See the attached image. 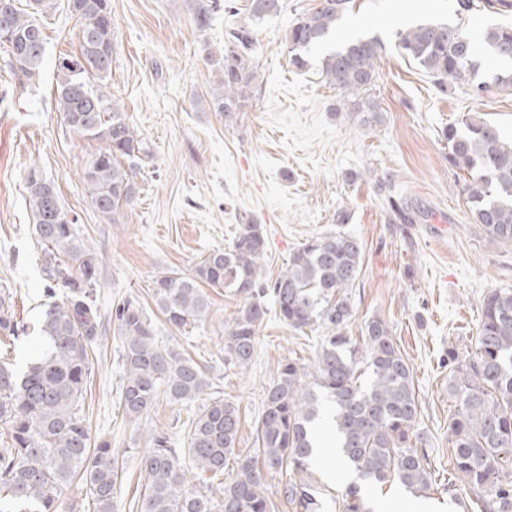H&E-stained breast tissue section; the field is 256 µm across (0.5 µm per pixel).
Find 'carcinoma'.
<instances>
[{
  "instance_id": "1",
  "label": "carcinoma",
  "mask_w": 512,
  "mask_h": 512,
  "mask_svg": "<svg viewBox=\"0 0 512 512\" xmlns=\"http://www.w3.org/2000/svg\"><path fill=\"white\" fill-rule=\"evenodd\" d=\"M71 2L79 19L80 54L58 58L57 111L74 133L102 142V149L85 163L82 180L99 217L115 224L121 208L136 198L132 159L146 149L106 91L112 72L109 0ZM56 3L0 0L8 7L12 32L11 39H0L6 66L26 84L40 77L45 53L33 54L26 44L34 38L45 44L40 18L53 13ZM354 4L318 0L313 11L290 26L294 69L308 67V53L329 42ZM219 6L220 0H191L196 28L206 30ZM279 9L280 0H249L247 21L226 34L222 80L212 103L227 120L249 98L256 27ZM397 38L401 54L440 88L453 83L469 85L478 94L512 91V69L483 73L478 63L481 55L512 63L511 24L482 28L477 42L467 29L439 22L414 25ZM383 51L380 36L361 34L324 53L320 71L325 80L353 96L340 101L336 111L356 114L365 125L381 122L377 104L360 93L372 87ZM95 78L100 84L93 86ZM444 138L449 162L471 174L463 191L473 223L482 225L492 241L512 246V139L475 115L449 126ZM25 184L51 301L42 317L46 348L40 359L24 370L0 361V425L8 430V440L0 443V512H62L63 494L73 483L85 487L93 512H114L123 468L110 442H91L83 409L102 321L97 288L103 257L80 238L77 219H68L53 180L32 164ZM54 209L65 222L52 221ZM266 248L260 225L240 224L230 246L203 255L190 273H159L151 300L170 326L181 329L204 321L210 308L206 289L239 296L243 303L224 330V360L242 370L252 360L269 314L266 295H271L276 315L288 327L302 332L319 322L326 330L315 362L319 391L301 388L302 372L295 361L277 366L256 426L262 466L252 457L237 458L235 473L216 495L187 489V474L198 469L213 479L224 476L240 427L237 404L221 398L206 404L189 421L184 448L175 447L167 432L153 434L152 448L139 459L145 488L138 496V512H275L264 493V469L290 473L282 496L294 512H321L324 490L309 470L324 401L338 453L360 478L380 485L397 482L415 495L431 487L429 453L415 433L413 369L390 327L379 317L369 319L360 344L344 333L353 316L347 290L360 272V241L343 230L307 240L270 287L261 277ZM110 317L122 347L125 379L119 405L127 416H140L161 397L182 402L209 387L206 365L156 341L143 302L119 300ZM20 330V322L0 300V338L10 339ZM359 355L369 370L365 383L356 375ZM448 364V395L458 406L449 424L448 456L489 512H512V475L504 467L512 458V288H496L484 296L475 352L462 358L450 348ZM342 512H372L357 485L342 494Z\"/></svg>"
}]
</instances>
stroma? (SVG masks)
<instances>
[{"instance_id": "obj_1", "label": "stroma", "mask_w": 512, "mask_h": 512, "mask_svg": "<svg viewBox=\"0 0 512 512\" xmlns=\"http://www.w3.org/2000/svg\"><path fill=\"white\" fill-rule=\"evenodd\" d=\"M227 2L232 12L218 13L200 31L190 0H110L107 87L148 148L135 167L136 201L115 224L102 223L81 179L100 141L73 133L56 110V61L79 52V21L68 0H58L57 10L40 20L46 51L38 84H21L0 52V296L23 325L11 359L24 366L43 347L46 280L26 203L30 164L54 180L87 242L102 253L98 298L105 314L115 300L146 299L161 271L190 272L202 254L227 247L237 225L264 228L261 271L269 282L303 242L341 228L363 244L346 333L361 339L369 318L383 319L413 367L417 426L432 466L428 500L438 512H481L448 458L455 408L448 350L474 352L485 294L512 288V247L471 222L465 174L450 164L443 132L468 113L512 137V92L478 96L457 84L439 90L399 55L395 41L399 31L431 21L475 34L491 23H511L512 10L496 13L475 0L477 12L460 15L454 0H356L335 41L376 32L386 43L369 90L381 121L368 126L338 112L341 94L320 72V50L310 52L307 71L289 65L288 28L318 0H282L280 13L256 29L250 98L228 127L212 105L221 78L215 58L224 52L227 30L243 20L248 0ZM385 179L391 185L379 191ZM393 200L406 205L408 220L390 208ZM341 214L347 217L342 225ZM210 298L209 314L197 327L176 330L161 315L152 317L158 342L207 365L208 389L189 401L160 400L137 419L125 418L118 404L122 350L110 319L102 321L84 414L92 437L110 441L124 463L118 512L133 510L139 459L153 431L165 428L182 438L204 405L223 398L240 407L235 452L250 454L278 364L296 360L306 371L303 387L314 385L323 328L299 333L269 314L250 366L240 370L224 361V328L241 300L222 290Z\"/></svg>"}]
</instances>
